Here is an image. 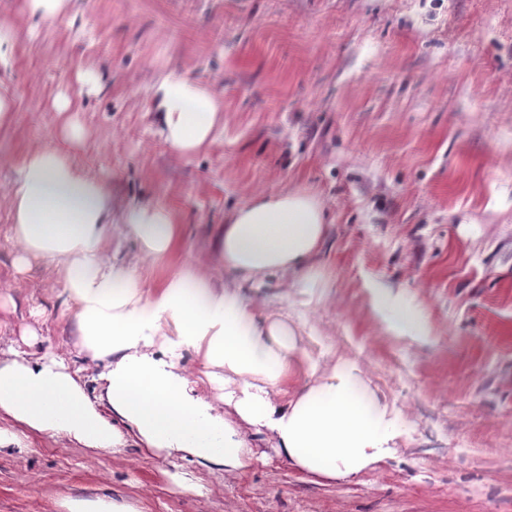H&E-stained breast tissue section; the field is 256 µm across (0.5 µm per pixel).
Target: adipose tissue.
<instances>
[{"instance_id": "obj_1", "label": "adipose tissue", "mask_w": 512, "mask_h": 512, "mask_svg": "<svg viewBox=\"0 0 512 512\" xmlns=\"http://www.w3.org/2000/svg\"><path fill=\"white\" fill-rule=\"evenodd\" d=\"M223 108L216 91L182 75L153 88L161 135L181 157L215 141ZM11 205L18 271L34 258L54 269L75 308L80 345L102 370L86 383L59 353L15 349L0 358V415L15 425L0 429V450L24 449L31 433L62 435L85 448L134 444L237 474L259 457L251 434L264 432L294 469L335 480L396 455L406 416L371 387L363 364L340 357L323 368L300 345L295 313L321 304L330 286L317 260L328 223L314 193H260L228 214L214 260L232 275L229 285L192 262L147 285L109 253V227L162 262L181 239L175 214L144 203L114 216L106 181L55 146L20 158ZM273 276L285 284L284 306L260 309L253 294ZM363 290L386 336L434 344L428 316L404 289L368 278ZM187 351L201 359L202 376L181 367ZM302 372L308 384L289 391Z\"/></svg>"}]
</instances>
